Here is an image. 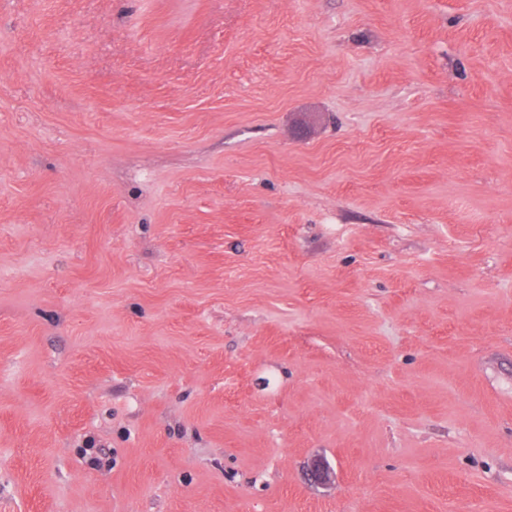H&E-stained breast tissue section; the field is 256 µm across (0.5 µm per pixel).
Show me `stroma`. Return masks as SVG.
I'll use <instances>...</instances> for the list:
<instances>
[{"label": "stroma", "instance_id": "35a3bbf8", "mask_svg": "<svg viewBox=\"0 0 512 512\" xmlns=\"http://www.w3.org/2000/svg\"><path fill=\"white\" fill-rule=\"evenodd\" d=\"M0 512H512V0H0Z\"/></svg>", "mask_w": 512, "mask_h": 512}]
</instances>
